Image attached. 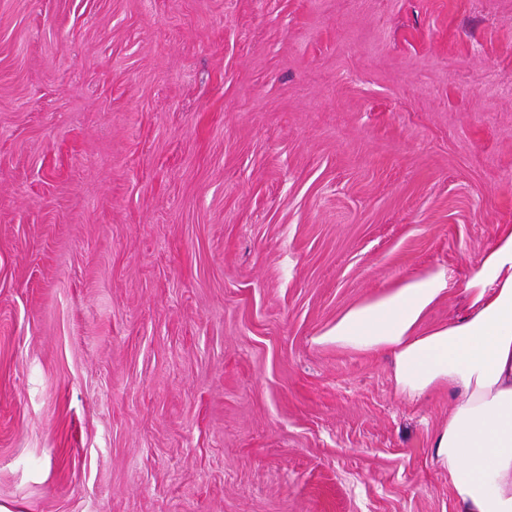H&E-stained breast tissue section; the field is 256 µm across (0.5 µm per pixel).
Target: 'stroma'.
<instances>
[{"instance_id":"35a3bbf8","label":"stroma","mask_w":512,"mask_h":512,"mask_svg":"<svg viewBox=\"0 0 512 512\" xmlns=\"http://www.w3.org/2000/svg\"><path fill=\"white\" fill-rule=\"evenodd\" d=\"M505 224L512 0H0V507L459 512L317 338Z\"/></svg>"}]
</instances>
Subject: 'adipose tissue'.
Instances as JSON below:
<instances>
[{
    "mask_svg": "<svg viewBox=\"0 0 512 512\" xmlns=\"http://www.w3.org/2000/svg\"><path fill=\"white\" fill-rule=\"evenodd\" d=\"M455 281L439 266L348 309L319 340L391 357L410 399L445 386L455 398L434 432L433 458L461 512H512V226L475 260L466 311L423 327Z\"/></svg>",
    "mask_w": 512,
    "mask_h": 512,
    "instance_id": "1",
    "label": "adipose tissue"
}]
</instances>
